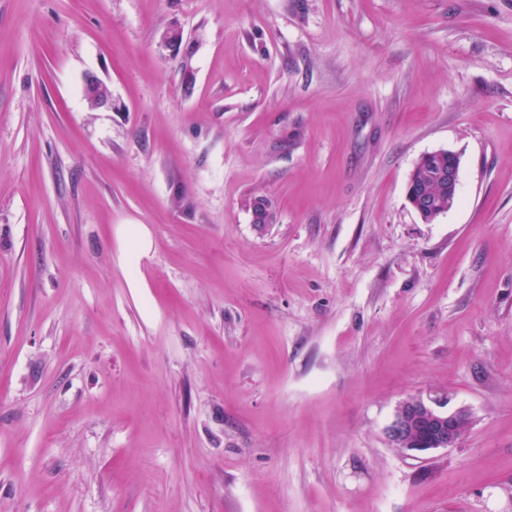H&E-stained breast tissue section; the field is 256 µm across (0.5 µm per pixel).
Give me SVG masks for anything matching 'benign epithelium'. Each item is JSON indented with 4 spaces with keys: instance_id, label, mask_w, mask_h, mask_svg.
I'll list each match as a JSON object with an SVG mask.
<instances>
[{
    "instance_id": "1",
    "label": "benign epithelium",
    "mask_w": 512,
    "mask_h": 512,
    "mask_svg": "<svg viewBox=\"0 0 512 512\" xmlns=\"http://www.w3.org/2000/svg\"><path fill=\"white\" fill-rule=\"evenodd\" d=\"M84 97L93 107L112 104V91L101 80L90 76L85 81ZM473 421L465 407L438 410L421 397L402 401L386 428L388 440L403 453H427L440 448H455Z\"/></svg>"
}]
</instances>
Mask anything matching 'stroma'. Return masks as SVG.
I'll use <instances>...</instances> for the list:
<instances>
[{
    "mask_svg": "<svg viewBox=\"0 0 512 512\" xmlns=\"http://www.w3.org/2000/svg\"><path fill=\"white\" fill-rule=\"evenodd\" d=\"M0 512H512V0H0ZM84 97L92 107H103L112 104V91L95 76L85 81ZM448 157L451 163L448 166ZM441 170L448 171L447 180L439 182L438 173ZM459 160L452 152L426 153L415 164L408 183L416 194H425L439 202L440 206L434 213L426 216V220L433 221L439 215L448 212L457 201L448 196V190L458 186ZM473 421L465 407L438 410L421 397L402 401L386 428L388 440L403 453H427L440 448H454Z\"/></svg>",
    "mask_w": 512,
    "mask_h": 512,
    "instance_id": "1",
    "label": "stroma"
}]
</instances>
